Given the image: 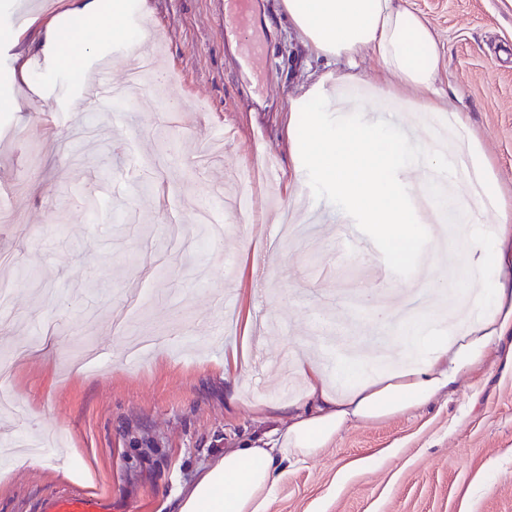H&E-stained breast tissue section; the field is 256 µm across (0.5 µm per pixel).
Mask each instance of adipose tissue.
Listing matches in <instances>:
<instances>
[{
  "label": "adipose tissue",
  "instance_id": "1",
  "mask_svg": "<svg viewBox=\"0 0 512 512\" xmlns=\"http://www.w3.org/2000/svg\"><path fill=\"white\" fill-rule=\"evenodd\" d=\"M278 7L317 54L352 61L373 55L383 74L416 91L422 111H438L439 41L431 22L406 0H279ZM289 140L293 151L306 154L323 179L335 185L345 206L365 223L378 225L395 247L416 240L411 188L397 179L409 167L422 171L427 192L448 222L474 216L438 182L446 156L410 142L399 127L340 120L335 129L322 132L311 124L293 123ZM483 220L489 230L457 239L458 249L483 252L496 270L512 267V198L501 199L495 213ZM493 304L504 312L498 327L478 319L464 325L446 322L430 333L420 319L399 322L391 310L372 307L374 323L395 339L399 353L393 361L370 375L363 372L364 362L345 361L348 384L340 390L317 359L298 358L294 370L305 384V402L279 406L285 417L280 426L226 449L180 491L175 512H271L280 463L318 455L348 421L377 419L428 403L452 384L456 370L478 363L497 330L512 327V294L496 289Z\"/></svg>",
  "mask_w": 512,
  "mask_h": 512
}]
</instances>
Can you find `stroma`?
<instances>
[{"label":"stroma","instance_id":"1","mask_svg":"<svg viewBox=\"0 0 512 512\" xmlns=\"http://www.w3.org/2000/svg\"><path fill=\"white\" fill-rule=\"evenodd\" d=\"M141 2L185 106L169 131L148 93L130 118L87 106L98 67L123 80L112 46L124 33L102 37L71 15V0H0V190L13 197L0 220V279L16 282L0 310V391L23 411H0V442L55 438L35 466L0 458V512H38L90 475L103 512H168L211 459L273 427L265 406L282 390L303 395L264 364L309 353L317 317L372 356L387 337L369 312L350 317L356 294L424 309L426 278L454 283L470 267L481 275L466 300L512 289V272L499 278L481 253L458 251L456 226L427 209L421 248L393 249L292 156L288 121L307 117L291 106L328 73L376 84L374 57L352 68L316 56L276 0H249V33L234 41L226 0ZM408 2L436 27L444 114H467L494 207L497 192L512 195V0ZM16 8L29 16L21 29L3 23ZM51 25L60 41L87 45L78 69L48 54ZM251 38L264 56L249 55ZM268 153L279 182L257 185L247 211L224 206L220 234L201 236L197 200L213 183L259 174ZM89 194L96 209L81 204ZM245 304L273 330L230 407L224 354L242 344ZM511 354L512 329L427 405L347 423L319 455L289 466L272 512H512Z\"/></svg>","mask_w":512,"mask_h":512}]
</instances>
